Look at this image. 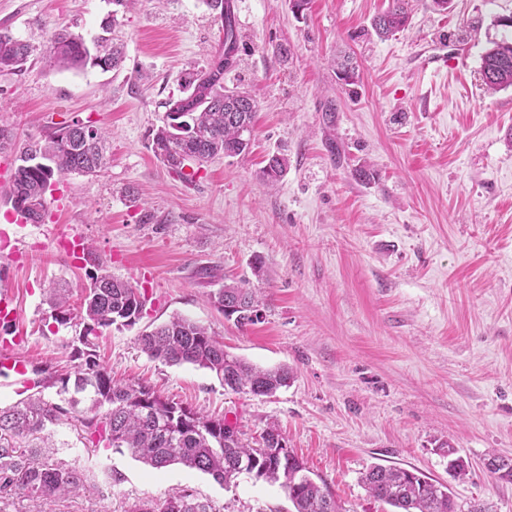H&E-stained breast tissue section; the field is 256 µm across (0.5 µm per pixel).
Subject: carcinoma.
<instances>
[{"instance_id": "obj_1", "label": "carcinoma", "mask_w": 512, "mask_h": 512, "mask_svg": "<svg viewBox=\"0 0 512 512\" xmlns=\"http://www.w3.org/2000/svg\"><path fill=\"white\" fill-rule=\"evenodd\" d=\"M218 15L224 32L221 50L209 67L184 77L183 96L170 100L166 121L152 140V151L167 168L183 173L186 165L199 167L217 156L237 157L249 153L256 104L241 89L224 88V72L230 69L239 51L236 17L229 0H203ZM409 18L408 0H389L385 12L373 18L371 28L384 38L405 27ZM31 46L0 29V68L24 65ZM54 64L77 69L87 62L102 69H116L123 62L118 46L102 55H91L84 38L66 29L54 31L50 42ZM481 77L489 90L512 86V39L494 43L482 57ZM104 135L98 127L74 122L59 128L49 140L31 139L20 148L12 174L9 199L25 219L38 223L46 214V195L54 177L77 172L92 174L106 164ZM288 171L283 153L269 156L263 177L276 181ZM207 301L233 316L241 326L256 322L253 311L259 301L251 288L237 283L212 291ZM51 317L59 324L80 319L85 334L79 337L86 349L75 348L83 361L73 372L52 377L51 386L61 402L42 397L39 391L18 402L0 407V489L15 488L37 499L52 500L74 495L84 485L85 473L78 467L35 462L32 456L45 454L39 446L30 456L17 451L16 440L35 434L50 435L53 427L66 421L80 427L91 441L111 448H125L152 469L181 464L227 485L242 474L278 483L292 502L294 512H341L336 500L309 475L302 460L290 452L276 424L263 430V446L253 447L243 433L222 418L203 415L189 407L161 397L144 384L118 385L89 347L88 334L116 326H133L132 316L145 306V297L128 282L104 271L92 278L80 306L69 303L67 290L53 289ZM141 350L168 365L190 364L207 369L236 393L271 395L292 378L289 369L255 367L224 350L206 325L174 316L138 336ZM489 459L498 465L489 469L496 479L512 482V460ZM368 494L397 509V512H457L448 487L435 484L425 474L403 468L373 465L361 476ZM132 512H216L211 502L190 492L168 497L162 502H143Z\"/></svg>"}]
</instances>
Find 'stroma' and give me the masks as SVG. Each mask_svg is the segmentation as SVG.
<instances>
[{"label": "stroma", "instance_id": "stroma-1", "mask_svg": "<svg viewBox=\"0 0 512 512\" xmlns=\"http://www.w3.org/2000/svg\"><path fill=\"white\" fill-rule=\"evenodd\" d=\"M238 64L224 76L256 100L248 155L219 156L192 181L156 159L152 138L208 67L223 33L203 0H0V28L29 43L24 67L0 68V126L43 140L78 120L108 130L106 167L56 177L42 222H13L16 149L0 150V286L11 292L32 369L70 370L80 320L61 325L47 291L79 304L108 270L146 296L131 327L90 333L114 380L220 416L246 437L278 424L289 450L343 512H391L360 483L373 464L419 470L461 512H512V483L485 468L512 459V87L490 91L481 59L512 36V0H408L404 29L378 38L388 0H232ZM117 25L104 29L110 17ZM122 44L120 69H62L54 29ZM466 43H458L460 30ZM354 56L356 84L337 74ZM288 157L278 182L267 154ZM81 234L92 250L69 256ZM264 263L255 275V259ZM235 280L256 289L263 318L242 327L207 301ZM181 315L209 326L230 354L292 370L288 386L253 396L208 370L170 366L138 346ZM52 461L87 470L79 495L53 502L0 491V512H132L187 490L217 512H292L276 484L243 475L224 486L178 465L147 470L127 449L55 426ZM468 464L448 472V452ZM120 481H113L112 473Z\"/></svg>", "mask_w": 512, "mask_h": 512}]
</instances>
